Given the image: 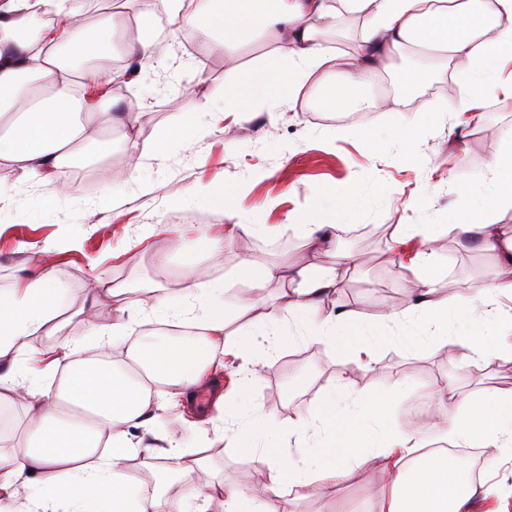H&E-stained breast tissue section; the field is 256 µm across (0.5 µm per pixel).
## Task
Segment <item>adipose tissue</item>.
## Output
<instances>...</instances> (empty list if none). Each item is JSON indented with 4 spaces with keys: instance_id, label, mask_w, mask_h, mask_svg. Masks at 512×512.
Listing matches in <instances>:
<instances>
[{
    "instance_id": "obj_1",
    "label": "adipose tissue",
    "mask_w": 512,
    "mask_h": 512,
    "mask_svg": "<svg viewBox=\"0 0 512 512\" xmlns=\"http://www.w3.org/2000/svg\"><path fill=\"white\" fill-rule=\"evenodd\" d=\"M55 18L45 33H34L29 0H0V162L42 174L52 191H59L60 175L102 134L125 127L106 99L76 97V84L88 87L123 84L129 69L107 71L93 67L94 59L117 50L112 39L123 29V12L104 16L94 29L79 24L71 0H41ZM136 6L141 28L152 27L157 13H165L174 31L206 42L212 52L224 56V109L245 111L249 102L276 112L305 87L324 99L356 109L388 106L385 98L363 97V88L392 76L397 93L414 94L438 68L451 66V82L460 95L451 130H462L480 121L484 98L500 93L512 98V0H124ZM361 25L357 50L332 52L323 41L340 16ZM286 43L288 53L269 54L249 71H241L235 58L256 38ZM409 61L393 68V59ZM502 152L488 172L475 173L478 181L491 180L493 189L473 198L467 185H459L457 207L464 215L456 222L458 233H478L482 250L497 257L495 282L476 294H463L462 304L482 299L488 314L512 322V313L493 305L495 296H512V225L500 224L496 214L512 210V135L502 137ZM206 201L219 203L232 215L223 233L201 234L197 240L179 242L182 250L203 251L211 263L224 258V245L235 235L265 236L269 224L244 222L236 212V196L221 189L204 190ZM326 227L308 224L304 239L317 255L315 263L284 269L276 264L254 266L259 279L285 284L277 310L246 319L247 305L224 298V283L206 278L199 269L186 271L178 294L152 288L127 305L110 310L111 322L96 331L98 347L82 355L78 342L64 346L69 364L57 388L44 386L41 376L25 369L0 373V402L24 397L26 426L24 446L0 454V512H65L85 501H95L99 512H279L276 500L283 485L303 486L319 479L323 487L337 485L345 476L335 459L314 458L303 465L279 442L286 429L313 431L325 445L348 434L353 419L363 425L366 446L357 463L372 464L386 488L374 497L369 512H419L432 503V512H464L474 497L494 495L485 483H468L456 489V448L512 447V388L489 387L474 399L461 396L450 383L433 387L443 409L434 425L452 450L427 451L422 437L407 435L381 419V412L408 389L399 381L384 393L347 401L344 384L326 389L313 412L292 426L252 414L237 432L241 447L257 449L255 480L242 489L223 483L198 491L196 503L147 490L128 471L131 459L162 458L163 472L181 478L204 469L196 451L170 443L166 448L135 444L133 429L145 426L151 390L164 386V395L194 409L199 423H207L206 411L197 409L195 397L208 389L217 409L226 399L222 384L210 371L216 349L248 350L266 342L265 360H275L282 330L280 317L292 321V339L305 344H328L346 358L361 360L374 369L382 336L348 313L329 312L325 301L336 291L338 272L354 261L352 254L325 248ZM419 273L409 291L411 316L421 320L428 337L402 336L401 344L420 350L426 343L446 341L452 357L478 361L499 355L489 334L443 339L454 309L437 294V281L429 253L413 259ZM63 288L52 270L24 279L9 293L0 294V356L26 353L31 337L47 332ZM160 321V329L146 334L127 348L123 363L114 354L136 316ZM245 320L234 341L224 338L230 324ZM187 324L201 330L193 345L171 335L174 326ZM264 360V361H265ZM25 503L15 508L18 491Z\"/></svg>"
}]
</instances>
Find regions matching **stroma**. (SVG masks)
<instances>
[{
	"instance_id": "stroma-1",
	"label": "stroma",
	"mask_w": 512,
	"mask_h": 512,
	"mask_svg": "<svg viewBox=\"0 0 512 512\" xmlns=\"http://www.w3.org/2000/svg\"><path fill=\"white\" fill-rule=\"evenodd\" d=\"M222 57L209 54L205 45L180 33L162 44L160 62L146 63L130 83L114 86L110 99L128 121L126 132L138 143L143 159L139 166H117L111 192L100 186L84 190L66 185L49 196L38 177L0 162V188L10 200L0 202V291L14 288L23 278L38 275L34 257L52 253L54 275L68 282L56 322H67L65 335L32 337V364L43 368L49 351L65 344L67 337L80 340L94 352V325H107L110 296H100L99 313L78 317L86 305L85 290L97 279L123 283L133 289L175 288L179 273L201 253L172 255L159 266L157 255L170 253L176 239L194 240L211 225L229 221L224 210L191 201L195 190L214 185L238 193L243 210L261 205L258 220L275 227L261 238L240 235L224 247V262L209 267L210 278L224 282L228 302H249L251 315L268 312L279 290L243 271L245 261L301 266L312 262L305 247L303 227L315 218L316 196L323 191L346 193L354 201L355 215L348 229L336 231V248L356 255L354 270L341 275L334 301L355 318L383 329L381 310L392 307L404 315L391 331L393 337L379 349L378 366L367 370L347 361L328 345L320 356L289 366L288 346H281L265 366L253 389V400L264 413L286 422L308 415L323 390L346 380L349 397L381 393L397 381L411 378L415 388L388 406L384 419L402 432L421 431L436 441L431 425H417L407 415L408 406L427 396V386L451 379L459 393L476 396L486 387L512 388V356L504 354L476 362L451 361L446 345L431 344L420 351L403 347L401 333L424 334L418 321L408 318V299L401 296L404 281L415 271L408 262L383 261V247L362 243L349 229L385 227L396 238L404 224H415L421 233L411 240L421 247L425 234H436L433 245L439 295L456 301L462 289L487 286L497 271L493 255L480 252L471 242L450 232L448 217L457 206V181L487 170L501 150L500 136L512 133V105L487 96L480 124L464 132L463 149L455 151L448 137V123L428 127L413 143L387 136L391 113L317 112L309 105L310 89L284 107L281 117L270 118L258 105L239 113L236 127L224 133L223 118L212 131L182 144L168 145L163 158L152 149L164 140L168 129L189 112H215L224 104ZM370 131L385 134L379 147L368 144ZM155 429L143 442L157 445L167 438L186 448L208 451L206 480L240 487L249 486L255 463L246 449L237 447L235 433L218 421L200 430L182 418L179 406L152 401ZM337 463L347 475L331 495H323L320 483L285 487L283 500L293 512H367L368 493L379 491L376 472L353 463L347 452L337 450Z\"/></svg>"
}]
</instances>
